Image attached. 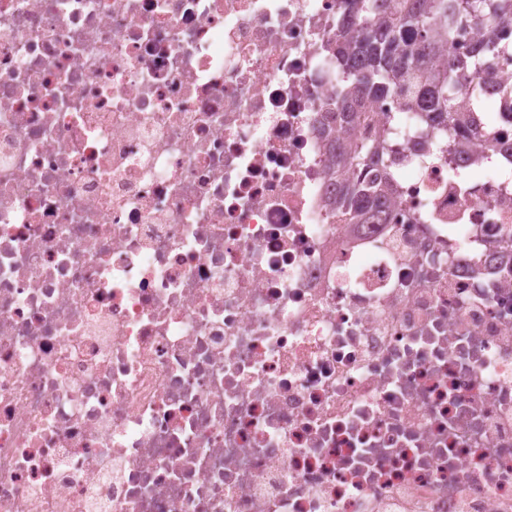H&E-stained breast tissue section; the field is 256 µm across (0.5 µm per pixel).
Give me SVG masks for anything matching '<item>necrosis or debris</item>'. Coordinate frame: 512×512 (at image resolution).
<instances>
[{"mask_svg":"<svg viewBox=\"0 0 512 512\" xmlns=\"http://www.w3.org/2000/svg\"><path fill=\"white\" fill-rule=\"evenodd\" d=\"M345 5L0 0V512H512V118L323 134ZM399 130V126H393L389 121V125L377 130L371 139L349 149L339 147L336 167L355 170L368 165L375 156H380L387 149L391 135ZM389 204V195L382 188L354 182L341 187L336 196V209L350 215L357 224H380Z\"/></svg>","mask_w":512,"mask_h":512,"instance_id":"obj_1","label":"necrosis or debris"}]
</instances>
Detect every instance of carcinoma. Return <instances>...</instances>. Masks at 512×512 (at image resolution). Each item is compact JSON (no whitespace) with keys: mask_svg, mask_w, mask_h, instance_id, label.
I'll use <instances>...</instances> for the list:
<instances>
[{"mask_svg":"<svg viewBox=\"0 0 512 512\" xmlns=\"http://www.w3.org/2000/svg\"><path fill=\"white\" fill-rule=\"evenodd\" d=\"M349 2L350 15L341 20L331 47L338 87L332 109L340 121L356 125L372 100L396 95L402 111L422 112L430 125L450 126L464 134L467 116L455 111L464 93L470 95L469 111L485 127L497 124L499 110L488 103L479 79L487 71L489 56L512 53V47H501L492 36L496 25L512 21V0H396L398 5L387 12L381 10L380 0ZM466 23L484 31L474 53L456 66L432 67ZM399 130L389 124L361 144L339 148L336 167L355 170L368 164ZM388 204L387 192L360 182L342 186L336 196V209L357 224L382 223Z\"/></svg>","mask_w":512,"mask_h":512,"instance_id":"obj_1","label":"carcinoma"}]
</instances>
